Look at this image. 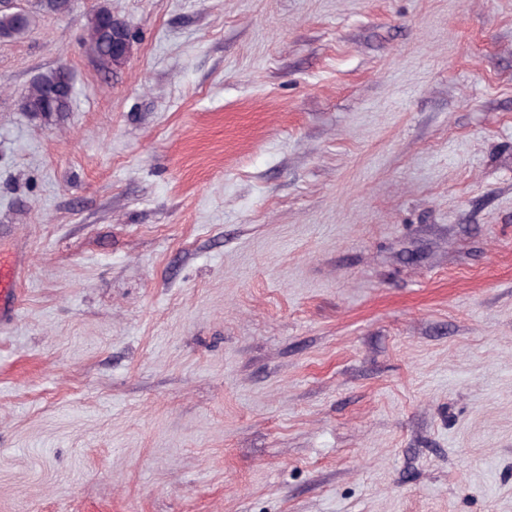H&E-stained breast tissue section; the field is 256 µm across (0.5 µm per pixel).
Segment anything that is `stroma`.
Instances as JSON below:
<instances>
[{"label": "stroma", "mask_w": 512, "mask_h": 512, "mask_svg": "<svg viewBox=\"0 0 512 512\" xmlns=\"http://www.w3.org/2000/svg\"><path fill=\"white\" fill-rule=\"evenodd\" d=\"M22 3L0 512H512V0ZM128 24L112 16V9L102 6L88 15L84 27L82 42L86 53L91 58L95 67L102 73H111L121 68L127 58L122 59L117 53H125L128 49V42L112 47L114 35L126 37L130 30ZM74 84L59 68L47 70L35 77L18 100L19 110L37 115L42 112H70L74 99Z\"/></svg>", "instance_id": "obj_1"}]
</instances>
